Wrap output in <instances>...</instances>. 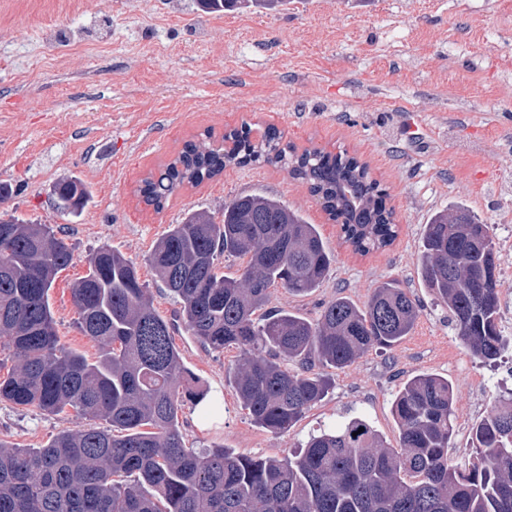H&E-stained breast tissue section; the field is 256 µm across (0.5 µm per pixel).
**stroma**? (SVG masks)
Segmentation results:
<instances>
[{
	"label": "stroma",
	"mask_w": 512,
	"mask_h": 512,
	"mask_svg": "<svg viewBox=\"0 0 512 512\" xmlns=\"http://www.w3.org/2000/svg\"><path fill=\"white\" fill-rule=\"evenodd\" d=\"M244 126L254 140L272 128L296 151H344L365 163L388 193L393 244L354 252L304 183L261 160L184 186L162 211L143 202L142 180L186 142ZM70 176L93 193L76 217L49 204L54 184ZM1 181L14 193L0 213L53 225L72 244L50 304L61 343L91 360L99 345L79 331L70 294L89 254L121 252L157 312L173 319L178 305L147 262L153 245L188 211L218 214L239 194L282 200L319 226L335 256L320 288L304 297L274 288L271 306L313 320L337 297L364 305L387 280L419 300L410 336L329 370L327 396L279 436L250 420L224 380L237 350L205 348L176 321L185 366L224 393L212 421L198 422L189 401L179 413L195 452L281 457L354 417L393 445L395 394L411 377L435 373L453 386L448 458L462 464L473 425L512 391V346L493 363L473 358L417 274L431 214L452 202L471 207L494 229L499 325L512 338V0H288L277 12L206 11L196 0H0ZM89 425L71 410L0 402V442L20 448Z\"/></svg>",
	"instance_id": "1"
}]
</instances>
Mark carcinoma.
<instances>
[{"label":"carcinoma","mask_w":512,"mask_h":512,"mask_svg":"<svg viewBox=\"0 0 512 512\" xmlns=\"http://www.w3.org/2000/svg\"><path fill=\"white\" fill-rule=\"evenodd\" d=\"M211 139L185 143L159 174L144 178L143 201L159 212L183 186L261 158L307 183L354 251L367 254L397 237L386 193L356 158L299 154L274 130L257 143L248 130H232L218 145ZM53 198L56 210L76 216L91 190L66 177ZM222 257L246 263L230 276L220 271ZM496 260L490 226L463 203L434 212L424 225L418 275L484 362L504 343ZM72 261L51 225L0 218V340L13 361L0 379V399L106 422L62 431L42 448L0 443V512H512V393L473 426L471 461L461 467L448 460L453 388L432 373L407 380L394 397L396 448L353 418L281 458L188 450L182 403L197 405L208 391L184 365L170 323L121 253L98 248L71 288L78 327L100 346L96 360L60 343L49 291ZM332 263L318 225L256 193L224 203L219 219L188 212L149 256L191 335L211 350L239 351L226 369L229 381L253 423L274 435L327 394L330 379L314 366L342 370L399 344L417 324V300L394 280L374 288L362 307L329 301L315 320L268 307L270 289L307 296Z\"/></svg>","instance_id":"1"}]
</instances>
